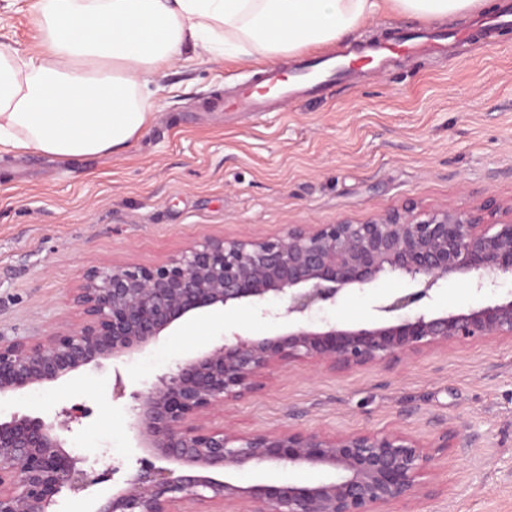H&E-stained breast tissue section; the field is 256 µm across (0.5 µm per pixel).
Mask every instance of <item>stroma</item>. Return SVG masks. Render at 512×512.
I'll return each mask as SVG.
<instances>
[{"mask_svg":"<svg viewBox=\"0 0 512 512\" xmlns=\"http://www.w3.org/2000/svg\"><path fill=\"white\" fill-rule=\"evenodd\" d=\"M33 0H0V42L35 43ZM418 21L394 12L332 45L336 54L385 41ZM266 59L193 56L175 61L153 96L154 117L121 151L63 161L0 154V333L31 338L79 319L72 293L94 266L152 264L205 234H279L292 224L356 221L409 204L468 206L512 199V29L491 42L449 47L386 68L357 66L321 97L281 111L214 109L217 98L267 67ZM380 278L314 313V324L375 320V304L402 288ZM235 328L253 336L283 323L243 307L176 325L145 349L85 367L45 388L0 397V419L53 420L80 402L89 417L63 433L66 451L108 452L123 474L141 451L130 400L176 362L221 343ZM210 425L241 432L294 427L334 435L396 428L422 441L458 431L418 512H512V343L451 346L391 365L334 373L296 361L272 383L227 401ZM328 470L261 466L236 473L242 487L309 484Z\"/></svg>","mask_w":512,"mask_h":512,"instance_id":"stroma-1","label":"stroma"}]
</instances>
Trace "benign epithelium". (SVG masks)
Returning <instances> with one entry per match:
<instances>
[{"instance_id":"1","label":"benign epithelium","mask_w":512,"mask_h":512,"mask_svg":"<svg viewBox=\"0 0 512 512\" xmlns=\"http://www.w3.org/2000/svg\"><path fill=\"white\" fill-rule=\"evenodd\" d=\"M387 274L416 284L376 307L391 318L366 326L311 323L312 311ZM450 279L492 296L512 280V201L418 213L405 207L362 222L294 224L278 235H207L158 263L89 269L73 294L81 313L74 322L35 338L0 334V395L50 386L140 351L191 313L249 306L287 329L261 338L230 330L222 343L131 391V429L143 456L94 512H394L435 495L423 477L448 453L455 432L426 444L397 429L243 434L212 428L207 419L295 361L342 372L448 346L512 341V298L433 310V292ZM57 416L55 424L28 416L0 421V512H56L60 498L85 496L120 471L112 463L98 471L100 457L64 449L59 431L87 417L86 408L75 404ZM261 464L331 469L335 477L247 488L224 479Z\"/></svg>"}]
</instances>
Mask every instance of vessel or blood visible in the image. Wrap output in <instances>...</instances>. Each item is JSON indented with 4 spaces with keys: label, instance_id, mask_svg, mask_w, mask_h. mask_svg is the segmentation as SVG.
Segmentation results:
<instances>
[{
    "label": "vessel or blood",
    "instance_id": "b4317fda",
    "mask_svg": "<svg viewBox=\"0 0 512 512\" xmlns=\"http://www.w3.org/2000/svg\"><path fill=\"white\" fill-rule=\"evenodd\" d=\"M437 40V35L425 30L405 32L377 46L376 53L383 60L395 55L411 57L432 48ZM351 68V63L328 56L304 62L289 73L279 68L266 69L233 95L220 100L219 106L227 112H267L300 94L318 93L343 82Z\"/></svg>",
    "mask_w": 512,
    "mask_h": 512
}]
</instances>
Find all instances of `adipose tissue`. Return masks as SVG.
I'll list each match as a JSON object with an SVG mask.
<instances>
[{"instance_id": "obj_1", "label": "adipose tissue", "mask_w": 512, "mask_h": 512, "mask_svg": "<svg viewBox=\"0 0 512 512\" xmlns=\"http://www.w3.org/2000/svg\"><path fill=\"white\" fill-rule=\"evenodd\" d=\"M489 0H35L36 48L0 43V152L124 149L151 84L187 52L276 59L336 43L386 11L462 20Z\"/></svg>"}]
</instances>
